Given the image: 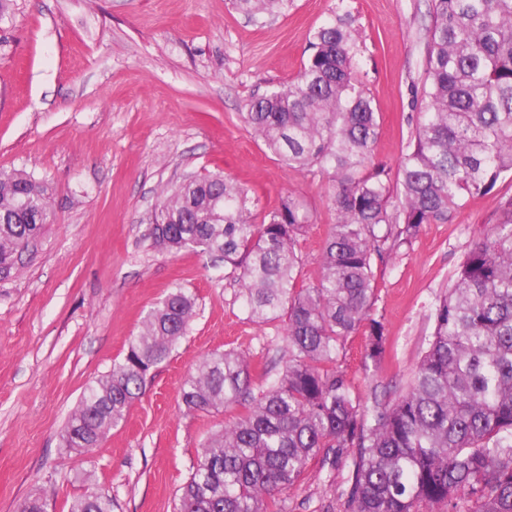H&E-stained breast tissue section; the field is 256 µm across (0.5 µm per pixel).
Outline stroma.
Here are the masks:
<instances>
[{"mask_svg":"<svg viewBox=\"0 0 512 512\" xmlns=\"http://www.w3.org/2000/svg\"><path fill=\"white\" fill-rule=\"evenodd\" d=\"M432 0H291L260 22L230 0H13L0 16V171L46 182L51 222L0 280V512L41 490L48 512L108 493L113 512H173L197 451L219 423L186 413L181 390L198 360L234 348L259 388L283 369L284 323L252 322L236 273L197 249L151 245L147 221L161 188L221 171L250 191L255 216L290 194L313 216L300 238L302 277H320L335 222L322 178L289 170L242 119L249 101L290 83L313 33L350 13L357 74L380 112L373 159L396 172L417 122ZM512 196L503 179L445 224H427L377 272L385 327L379 362L349 339L341 363L361 402L404 391L431 332L428 310L470 245ZM181 287L197 316L172 358L153 371L124 423L81 455L61 434L85 388L121 361L154 305ZM346 469L310 462L286 494L288 512H345Z\"/></svg>","mask_w":512,"mask_h":512,"instance_id":"1","label":"stroma"}]
</instances>
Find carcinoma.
I'll list each match as a JSON object with an SVG mask.
<instances>
[{"instance_id":"carcinoma-1","label":"carcinoma","mask_w":512,"mask_h":512,"mask_svg":"<svg viewBox=\"0 0 512 512\" xmlns=\"http://www.w3.org/2000/svg\"><path fill=\"white\" fill-rule=\"evenodd\" d=\"M290 0H233L258 20ZM421 112L396 177L373 163L374 98L355 79L360 46L349 15L317 31L291 84L253 98L245 120L288 168L332 182L321 276L299 283L298 242L311 213L294 196L256 221L249 190L221 174L163 192L150 219L153 246L198 248L238 273L239 297L258 323L287 315L282 373L251 392L249 360L235 350L198 361L182 388L188 412L241 405L211 432L174 512H285L283 494L319 458L347 468L346 512H512V196L473 242L433 302L432 331L402 394L370 410L341 369L346 344L365 336L378 362V265L445 223L470 198L512 176V0H434ZM51 212L46 183L0 172V265L11 275ZM195 295L172 289L132 337L123 360L87 387L62 434L85 453L125 421L148 377L196 316ZM94 490L71 512H112Z\"/></svg>"}]
</instances>
